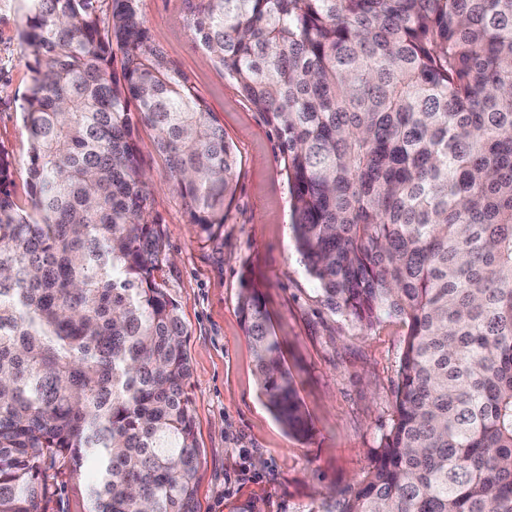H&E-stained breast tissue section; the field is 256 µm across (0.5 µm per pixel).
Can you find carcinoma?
Masks as SVG:
<instances>
[{
  "label": "carcinoma",
  "instance_id": "obj_1",
  "mask_svg": "<svg viewBox=\"0 0 512 512\" xmlns=\"http://www.w3.org/2000/svg\"><path fill=\"white\" fill-rule=\"evenodd\" d=\"M27 205L0 145V512L50 472L91 512H199L179 306L140 168L157 132L191 223H224V128L151 43L140 0H21ZM195 38L267 114L322 302L408 323L395 419L338 512H512V0H190ZM258 384L310 426L243 284Z\"/></svg>",
  "mask_w": 512,
  "mask_h": 512
}]
</instances>
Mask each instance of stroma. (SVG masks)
Returning a JSON list of instances; mask_svg holds the SVG:
<instances>
[{
	"label": "stroma",
	"instance_id": "1",
	"mask_svg": "<svg viewBox=\"0 0 512 512\" xmlns=\"http://www.w3.org/2000/svg\"><path fill=\"white\" fill-rule=\"evenodd\" d=\"M140 7L154 45L208 103L237 160L224 223L206 237L168 180L155 131L136 127L168 256L155 278L178 302L187 331L200 512H337L395 416L408 325L385 315L363 332L324 306L295 247L288 168L265 113L198 46L186 0H141ZM20 14L19 0H0V144L19 165L12 190L23 204L30 143L21 105L30 71ZM246 281L269 315L311 427L308 437L288 435L260 394L238 309ZM52 483L46 512H90L83 477L65 470Z\"/></svg>",
	"mask_w": 512,
	"mask_h": 512
}]
</instances>
